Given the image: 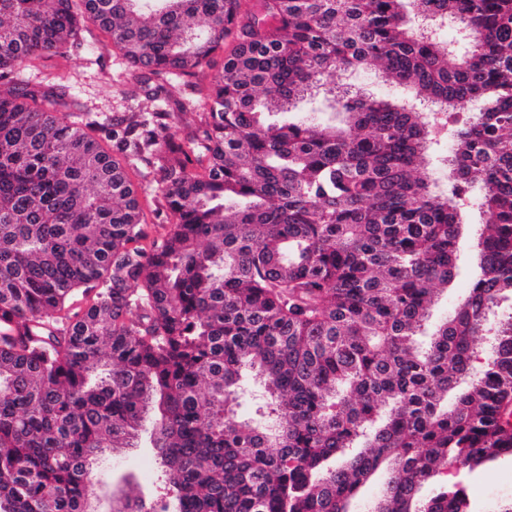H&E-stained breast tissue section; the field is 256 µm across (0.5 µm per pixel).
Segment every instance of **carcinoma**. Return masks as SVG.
I'll return each mask as SVG.
<instances>
[{
	"label": "carcinoma",
	"instance_id": "cac0c4a2",
	"mask_svg": "<svg viewBox=\"0 0 512 512\" xmlns=\"http://www.w3.org/2000/svg\"><path fill=\"white\" fill-rule=\"evenodd\" d=\"M85 22L157 98L237 33L194 133L140 112L103 145L17 80ZM367 67L405 97L336 86ZM317 93L344 125L295 114ZM133 161L173 218L149 251ZM474 207L477 272L428 334ZM509 297L512 0H0V512H96L92 477L144 434L156 494L112 512H351L379 472L368 512H470L460 483L421 489L512 456ZM244 386L248 389V392L239 400L237 407L238 414L243 418H250L258 420L260 418L258 414L259 400L257 399L261 386L255 383L250 375H246L243 378Z\"/></svg>",
	"mask_w": 512,
	"mask_h": 512
}]
</instances>
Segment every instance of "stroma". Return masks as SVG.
Wrapping results in <instances>:
<instances>
[{
    "mask_svg": "<svg viewBox=\"0 0 512 512\" xmlns=\"http://www.w3.org/2000/svg\"><path fill=\"white\" fill-rule=\"evenodd\" d=\"M238 44L236 35L224 39V48L213 56L212 70L192 78L171 77L163 98H154L139 73L133 71L122 55L113 48L108 36L93 25H86L81 45L65 55L42 59L25 73L29 84L51 85L64 83L72 103V112L97 119L105 125L115 123L130 112H167L173 118L172 129L178 136H186L196 127V116L188 106L189 94L205 95L211 89L213 70L221 69L226 55L232 54ZM144 165L132 166L131 180L141 189V203L146 224L139 244L151 249L154 242L170 228V216L153 179L144 177ZM474 233H467L459 242V272L454 284L440 293L432 309V323H440L452 312L457 300L466 293L472 280V257L475 253ZM112 480L107 484H93V496L106 502L114 482L129 478L135 493L149 494L156 478V463L150 448L128 449L111 460ZM512 477V458H505L487 468L469 470L455 467L445 473L444 481L466 485L471 512H496L499 505L512 500V488L504 484V477Z\"/></svg>",
    "mask_w": 512,
    "mask_h": 512,
    "instance_id": "obj_1",
    "label": "stroma"
}]
</instances>
